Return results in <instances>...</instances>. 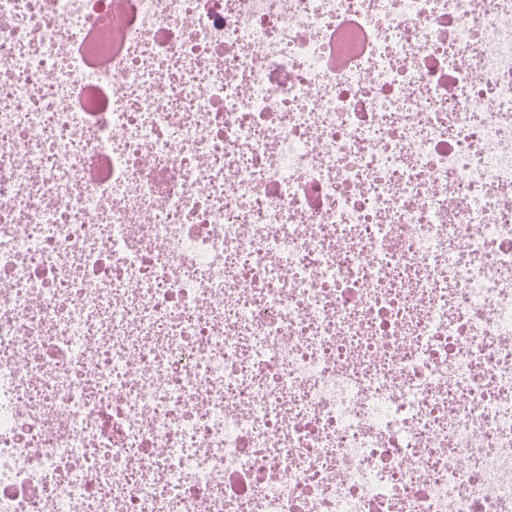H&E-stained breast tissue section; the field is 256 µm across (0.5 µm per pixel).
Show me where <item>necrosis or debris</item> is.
Masks as SVG:
<instances>
[{
    "label": "necrosis or debris",
    "mask_w": 512,
    "mask_h": 512,
    "mask_svg": "<svg viewBox=\"0 0 512 512\" xmlns=\"http://www.w3.org/2000/svg\"><path fill=\"white\" fill-rule=\"evenodd\" d=\"M505 190L512 0H0V512H512Z\"/></svg>",
    "instance_id": "necrosis-or-debris-1"
}]
</instances>
